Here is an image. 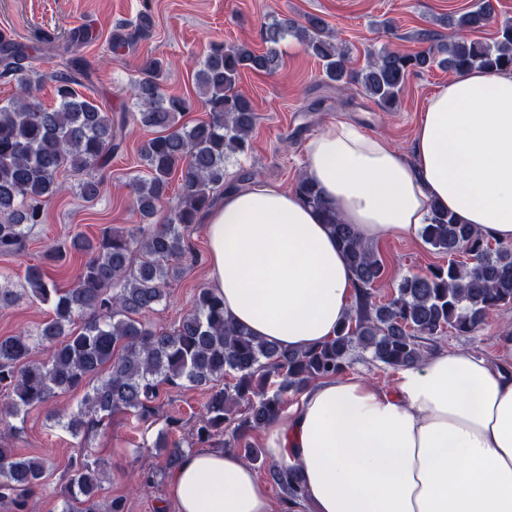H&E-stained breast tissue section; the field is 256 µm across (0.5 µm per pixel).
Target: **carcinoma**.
<instances>
[{
  "instance_id": "carcinoma-1",
  "label": "carcinoma",
  "mask_w": 512,
  "mask_h": 512,
  "mask_svg": "<svg viewBox=\"0 0 512 512\" xmlns=\"http://www.w3.org/2000/svg\"><path fill=\"white\" fill-rule=\"evenodd\" d=\"M494 17L493 0H477L474 9L448 17V26L474 31ZM153 25L147 8L134 24L117 26L112 47L137 45L150 36ZM289 34L322 63L327 81L360 85L387 112L397 106L407 77L434 64L455 73L512 70L511 22L502 24L491 44L465 38L444 42L433 32H421L419 40L428 48L415 53L383 48L368 53L365 66L357 68L349 51L336 47L322 19L310 17L303 24L274 20L262 29L267 44L262 53L245 43H208L194 80L196 99L209 118L188 125L180 119L196 99L167 94L162 82L168 63L157 57L143 60L131 96L140 123L155 136L141 142L142 174L128 183L138 224L124 231L106 228L94 240L72 236L70 248L55 258H65L72 249L86 261L66 291L40 264L26 267L21 288L9 287L12 274L0 268L1 311L26 295L51 305L52 311L36 330L0 337V392L5 397L0 402V500H10L20 512L27 498L42 489L50 461L9 447L13 427L5 424L7 419L81 391L76 408L55 412L58 425L77 438L107 426L115 413L146 423L156 415V402L188 386L209 390L188 447L229 446L247 462L265 465L286 512H292L302 499L297 469L266 462L264 449L252 443V434L283 412L288 393L345 374L366 353L392 370L417 366L445 332L470 336L491 312L512 306V243L491 247L488 234L459 223L436 203L421 238L448 260L403 275L388 300L377 303L374 290L386 275L379 252L353 225L327 210L319 188L302 176L294 191L332 226L357 288L353 313L334 338L303 351L280 349L232 324L224 317V301L205 287L173 326L153 328L144 321L167 299V287L182 276L183 262L198 260L190 228L227 190L226 162L252 149L256 114L250 99L237 90L242 72H276L279 44ZM26 59L0 35V79L16 82L19 89L0 105V254L5 256L22 252L32 226L43 223L45 203L62 191L61 171L81 176L77 188L83 200L100 196L103 182L95 174L112 160L128 125L127 113L105 110L75 90L76 76L85 74L81 57L71 58L69 74L53 76L58 103L51 109L39 101V80L31 78ZM174 178L176 201L165 222L156 224ZM459 251L466 260L456 259ZM46 342L54 344L52 353L36 358ZM227 376L231 382L219 386ZM165 423L154 447L164 451V469L172 470L186 450L182 442L168 440L181 421L169 416ZM78 449L60 485L63 512H123L122 501L100 499L105 463L92 457L84 443Z\"/></svg>"
}]
</instances>
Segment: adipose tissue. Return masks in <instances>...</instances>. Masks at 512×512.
<instances>
[{"mask_svg": "<svg viewBox=\"0 0 512 512\" xmlns=\"http://www.w3.org/2000/svg\"><path fill=\"white\" fill-rule=\"evenodd\" d=\"M304 175L368 242L417 238L432 204L512 242V72L472 69L429 98L403 158L339 121L306 145ZM209 286L224 313L288 350L321 344L350 314L355 283L329 225L294 191L226 192L205 216ZM502 358L436 351L395 390L357 375L310 385L264 428L297 467L311 512H512V338ZM177 512H272L240 455L187 454L170 474Z\"/></svg>", "mask_w": 512, "mask_h": 512, "instance_id": "1", "label": "adipose tissue"}]
</instances>
